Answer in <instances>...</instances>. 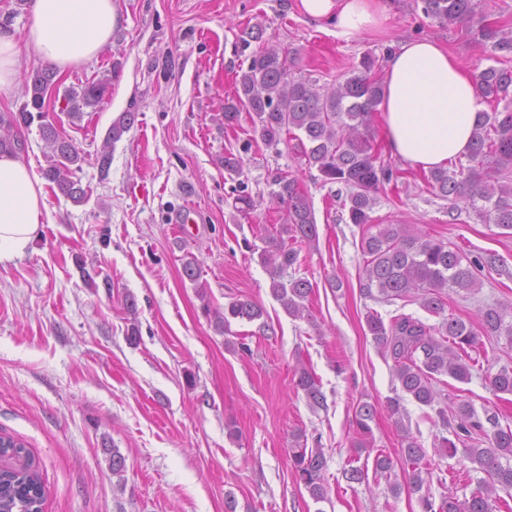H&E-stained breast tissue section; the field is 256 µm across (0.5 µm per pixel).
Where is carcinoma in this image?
Returning <instances> with one entry per match:
<instances>
[{"label": "carcinoma", "instance_id": "carcinoma-1", "mask_svg": "<svg viewBox=\"0 0 512 512\" xmlns=\"http://www.w3.org/2000/svg\"><path fill=\"white\" fill-rule=\"evenodd\" d=\"M425 17L441 25L467 23L475 16L474 0H420ZM263 26L246 24L237 40L247 49L262 41ZM474 40L492 43L504 62L512 55V38L494 23H479ZM294 61L276 45L265 43L250 57L247 69L241 71L231 97L224 103V126L239 125L241 112L251 121L254 138L267 147L295 142L309 167L319 172L323 184L339 185L337 198L347 210L350 223L361 229L360 248L365 257L364 279L360 291L365 297L388 304L396 301L415 302L426 312L441 318L428 325L409 314L401 313L384 322L378 312H368L366 326L381 354L393 361L395 379L401 390L421 405L435 410L442 427L451 430L456 440L475 430L486 438L485 448H466V458L488 479L464 500L455 495H442L436 500L428 494L420 496L423 512H495L499 492L512 490V427H503L498 415L487 418L491 430L484 429L475 408L461 402L453 409L454 420H448L444 394L436 388L439 377L448 376L459 382L471 379L470 351L475 349L477 332L487 336H505L512 340V304L494 303L479 308L476 320L465 321L445 315L442 291L473 292L480 286L479 273L494 268L499 259L490 254L464 257L448 243L415 232L406 224H372L371 212L378 194L391 183H397L398 170L381 161L374 147L372 123L383 97L378 58L362 57L351 75L331 88L316 82L295 78L288 63ZM56 72L48 66L31 69L27 100L18 113L0 117V148L11 146V131L18 126L38 123L48 152L43 177L74 203L88 197L78 173L85 157L75 144L59 135L48 121L45 96L54 83ZM475 80L489 104L490 112H481L475 125L467 154L468 164L456 162L424 175L427 187L448 201V209L463 203L483 224H493L512 232V68L489 66ZM105 82H88L64 92L67 116L80 118L85 108H94L102 100ZM134 112L121 113L106 132L103 151L96 157L100 173H108L112 162V146L133 126ZM277 189L271 202L283 212V224L276 233L266 236L267 247L260 252L261 263L270 273V291L289 315L305 317L307 301L313 285L306 277L288 273L299 263L297 243L312 245L318 240V227L310 198L299 189L296 178L280 173L273 179ZM293 244H287V241ZM263 309L246 299H236L215 312L219 328L229 329L231 320L260 321ZM296 387L301 389L312 408L325 405L326 398L317 377L305 366L294 370ZM493 395H512V367L503 366L488 378ZM377 412L370 402L358 403L355 423L358 434L371 433L369 422ZM401 458L411 466L405 478L412 493L423 490L427 479V451L417 439L405 433ZM326 461L323 449L309 448L296 442L292 450L291 469L298 484L311 498L321 502L327 497ZM45 489L38 470L32 466L23 471L6 470L0 477V512H13L21 505H43Z\"/></svg>", "mask_w": 512, "mask_h": 512}]
</instances>
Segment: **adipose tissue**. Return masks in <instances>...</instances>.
<instances>
[{
    "label": "adipose tissue",
    "instance_id": "ef3b65f1",
    "mask_svg": "<svg viewBox=\"0 0 512 512\" xmlns=\"http://www.w3.org/2000/svg\"><path fill=\"white\" fill-rule=\"evenodd\" d=\"M311 18L331 23L344 42L379 28L389 0H300ZM23 36L0 29V96L21 81L22 53L59 72L96 58L112 41L120 16L114 0H31ZM378 110L388 147L411 168L430 170L465 156L483 104L474 81L447 48L430 41L403 42L387 60ZM43 186L10 151L0 152V264L25 252L36 238Z\"/></svg>",
    "mask_w": 512,
    "mask_h": 512
}]
</instances>
